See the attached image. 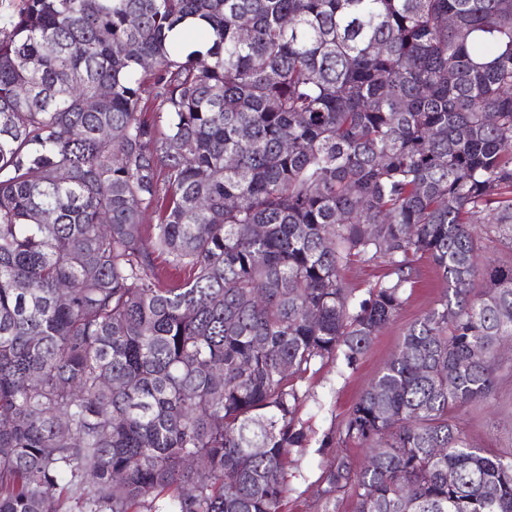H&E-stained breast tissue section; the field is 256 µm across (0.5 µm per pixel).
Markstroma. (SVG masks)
<instances>
[{"label":"stroma","instance_id":"35a3bbf8","mask_svg":"<svg viewBox=\"0 0 512 512\" xmlns=\"http://www.w3.org/2000/svg\"><path fill=\"white\" fill-rule=\"evenodd\" d=\"M418 279L392 325L383 330L356 367L342 362L325 363L316 374L299 382L300 401L296 423L308 434L306 448L296 456L288 476L291 490L286 512H321L318 502L321 475L339 457L357 461L364 451L338 441V429L350 408L397 351L401 336L439 298L442 284L428 261H419ZM504 364L496 374L491 404L470 405L459 421L475 447L491 453L512 454V354L502 353Z\"/></svg>","mask_w":512,"mask_h":512}]
</instances>
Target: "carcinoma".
Listing matches in <instances>:
<instances>
[{
    "label": "carcinoma",
    "instance_id": "obj_1",
    "mask_svg": "<svg viewBox=\"0 0 512 512\" xmlns=\"http://www.w3.org/2000/svg\"><path fill=\"white\" fill-rule=\"evenodd\" d=\"M474 224L512 243V0L1 3L0 512H284L297 382L363 358L422 256L444 291L318 495L512 512V455L450 417L512 342ZM359 256L389 274L356 302Z\"/></svg>",
    "mask_w": 512,
    "mask_h": 512
}]
</instances>
